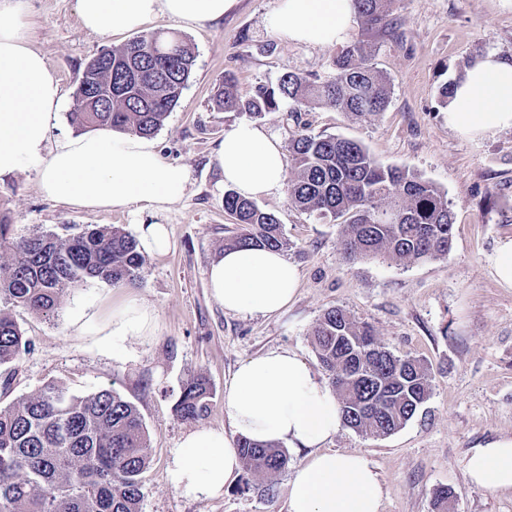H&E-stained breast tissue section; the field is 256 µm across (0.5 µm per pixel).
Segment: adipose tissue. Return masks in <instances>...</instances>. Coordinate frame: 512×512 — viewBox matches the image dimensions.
Masks as SVG:
<instances>
[{
  "mask_svg": "<svg viewBox=\"0 0 512 512\" xmlns=\"http://www.w3.org/2000/svg\"><path fill=\"white\" fill-rule=\"evenodd\" d=\"M236 0H77L82 28L105 35L144 30L161 16L185 25L222 18ZM26 0H0V178L36 174L40 192L53 201L90 210H123L134 203L160 209L181 199L186 167L166 161L148 138L98 129L51 139L62 106L60 81L26 32ZM353 0H280L267 19L290 41L335 46L349 37ZM448 125L474 137L512 128V61L488 53L455 80ZM225 186L252 199L278 193L286 176L278 141L240 122L215 151ZM297 267L263 247L224 251L208 272L211 296L225 312L281 314L299 288ZM155 308L129 297L113 301L104 318L84 317L89 333L152 335ZM221 429L188 433L173 452L171 482L194 498L221 496L241 471L237 439L287 444L303 455L289 482L288 512H382L384 488L372 460L337 452L327 444L340 430V403L326 378L297 353L271 350L238 365L224 390ZM466 472L470 481L512 490V436L477 445Z\"/></svg>",
  "mask_w": 512,
  "mask_h": 512,
  "instance_id": "obj_1",
  "label": "adipose tissue"
}]
</instances>
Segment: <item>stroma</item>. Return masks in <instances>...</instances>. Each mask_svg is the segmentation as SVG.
<instances>
[{
	"mask_svg": "<svg viewBox=\"0 0 512 512\" xmlns=\"http://www.w3.org/2000/svg\"><path fill=\"white\" fill-rule=\"evenodd\" d=\"M278 5L237 0L216 23H154V30L179 32L195 53L179 104L153 136L166 160L189 171L179 201L158 210L140 204L79 210L43 197L34 172L0 180V215L22 234L64 224H114L135 236L141 225L164 224L170 233L165 253L146 254L143 282L122 290L156 309L148 338L75 331V312H100L112 299V286L98 281L65 292L51 318L8 306L30 347L9 386H0V403L51 381L81 396L115 388L137 405L148 435L141 512H288L290 471L271 476L270 498L257 489L256 478L242 473L223 495L194 499L170 482L169 463L196 426L223 427L224 387L242 361L289 349L321 370L311 332L327 309L340 307L372 327L386 349L422 359L431 372L425 410L405 427L374 437L344 426L330 443L375 463L386 491L384 512H434V493L444 486L454 492V512H512V491L476 486L465 472L474 447L512 436V288L499 285L492 273L499 242L512 239V128L463 138L449 129L440 103L441 86L476 57L494 52L512 58V0H394L393 32L358 23L349 36L363 42L387 80L390 99L383 112L350 118L322 106L296 113L283 105L257 118L283 145L302 123L311 133L362 143L382 165L409 168L446 192L455 225L447 257L405 265L379 258L349 263L340 251L339 221L294 207L284 189L259 198L258 206L276 216L290 243L285 256L298 267L300 285L281 315L242 317L226 313L207 286L208 268L234 229L214 151L225 130L241 120L215 108L214 88L228 73L244 96L286 72L321 82L333 75L342 51L272 32L267 17ZM28 23L30 45L55 71L64 96L52 135L76 134L69 114L84 67L129 36L82 30L77 0H30ZM200 376L208 380L211 398L207 415L195 424L178 418L173 406L182 387Z\"/></svg>",
	"mask_w": 512,
	"mask_h": 512,
	"instance_id": "obj_1",
	"label": "stroma"
}]
</instances>
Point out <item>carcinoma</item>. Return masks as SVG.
<instances>
[{
  "instance_id": "carcinoma-1",
  "label": "carcinoma",
  "mask_w": 512,
  "mask_h": 512,
  "mask_svg": "<svg viewBox=\"0 0 512 512\" xmlns=\"http://www.w3.org/2000/svg\"><path fill=\"white\" fill-rule=\"evenodd\" d=\"M367 30L395 28L393 0H353ZM194 54L176 34L137 36L90 60L80 78L76 108L79 128L109 127L150 137L162 126L186 89ZM385 77L368 63L357 43L339 55L335 76L310 82L286 72L272 86L242 97L224 78L213 95L217 109L258 117L291 104L294 111L323 106L361 117L389 104ZM294 171L291 203L321 218L348 217L340 250L349 262L382 257L397 264L445 257L451 248L454 215L447 194L407 168L383 167L360 143L314 135L302 126L288 144ZM224 211L238 231L224 248L288 250L276 217L233 191ZM64 234L38 231L16 238L15 225L0 217V302L45 316L61 296L94 280L113 287L142 280L144 257L136 238L112 224H86ZM312 344L329 384L338 395L344 424L384 437L403 428L429 399V368L387 350L372 328L345 310H327L312 331ZM28 347L17 322L0 310V369L15 366ZM211 389L203 378L186 384L174 405L182 420L199 421ZM147 434L137 406L115 389L79 396L57 382L0 405V512H140L142 475L149 465ZM249 475L282 472L289 454L273 445L238 442Z\"/></svg>"
}]
</instances>
